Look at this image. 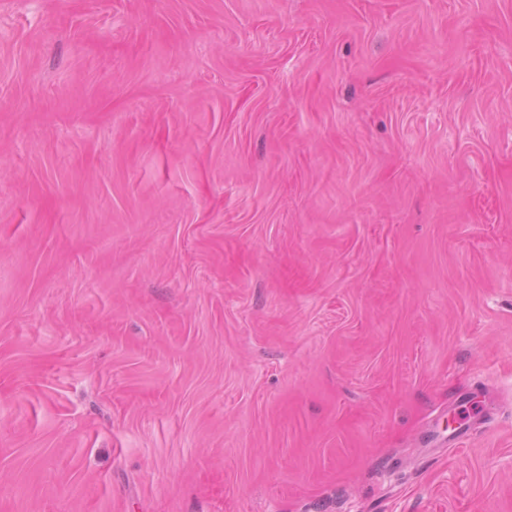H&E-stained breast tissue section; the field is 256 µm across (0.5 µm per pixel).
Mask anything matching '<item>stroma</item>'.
Wrapping results in <instances>:
<instances>
[{
  "label": "stroma",
  "instance_id": "stroma-1",
  "mask_svg": "<svg viewBox=\"0 0 512 512\" xmlns=\"http://www.w3.org/2000/svg\"><path fill=\"white\" fill-rule=\"evenodd\" d=\"M0 512H512V0H0Z\"/></svg>",
  "mask_w": 512,
  "mask_h": 512
}]
</instances>
